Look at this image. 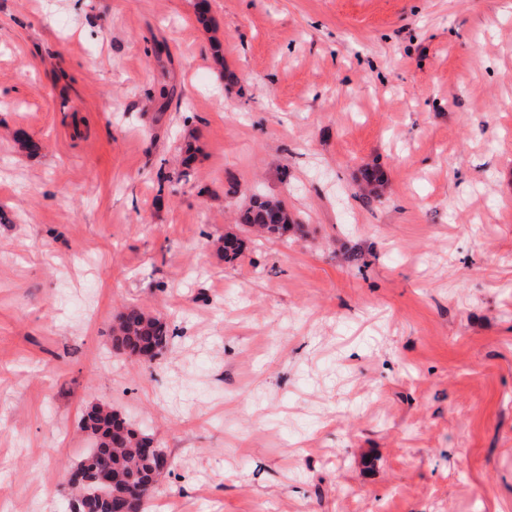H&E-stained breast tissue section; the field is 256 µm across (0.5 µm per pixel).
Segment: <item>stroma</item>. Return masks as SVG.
<instances>
[{
	"mask_svg": "<svg viewBox=\"0 0 512 512\" xmlns=\"http://www.w3.org/2000/svg\"><path fill=\"white\" fill-rule=\"evenodd\" d=\"M195 3L0 0V512H67L95 404L150 512H512V0ZM238 223L261 236L280 237L291 224H299L284 201L253 195L238 214ZM117 325L112 326V345L135 355L142 343L155 347L149 360L158 355L167 345L169 329L165 321L152 312L140 307H127L118 316Z\"/></svg>",
	"mask_w": 512,
	"mask_h": 512,
	"instance_id": "35a3bbf8",
	"label": "stroma"
}]
</instances>
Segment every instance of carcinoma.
I'll use <instances>...</instances> for the list:
<instances>
[{
    "label": "carcinoma",
    "mask_w": 512,
    "mask_h": 512,
    "mask_svg": "<svg viewBox=\"0 0 512 512\" xmlns=\"http://www.w3.org/2000/svg\"><path fill=\"white\" fill-rule=\"evenodd\" d=\"M363 180L365 196L378 197V171L365 168ZM238 223L258 235L280 237L296 219L284 201L254 195L239 212ZM168 340L167 323L144 308H126L112 326L113 347L131 355L136 354L143 343L154 346L158 354ZM79 429L92 436L93 443L69 472H78L88 465L98 471L117 474L120 483L114 486L108 482H85L75 487L72 512H112V495L117 490L131 493L130 512H145L146 503L155 490V481L150 460L139 453L138 448L148 435L130 427L111 407L104 405L91 408L79 421Z\"/></svg>",
    "instance_id": "carcinoma-1"
}]
</instances>
